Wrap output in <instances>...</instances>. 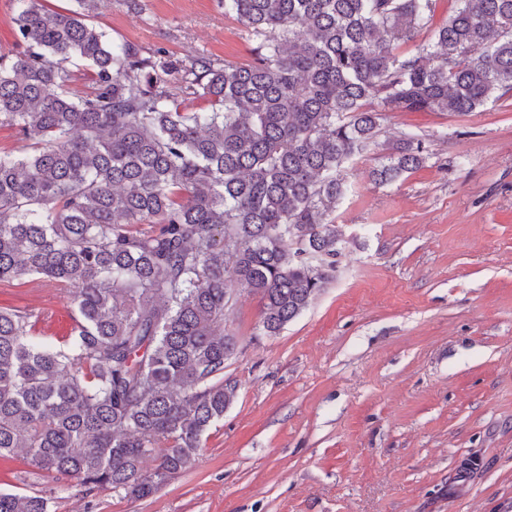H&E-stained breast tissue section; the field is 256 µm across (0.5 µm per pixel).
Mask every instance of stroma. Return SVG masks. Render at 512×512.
I'll return each instance as SVG.
<instances>
[{"instance_id": "35a3bbf8", "label": "stroma", "mask_w": 512, "mask_h": 512, "mask_svg": "<svg viewBox=\"0 0 512 512\" xmlns=\"http://www.w3.org/2000/svg\"><path fill=\"white\" fill-rule=\"evenodd\" d=\"M115 42L180 58L254 59L222 0H104L92 19ZM347 164L332 218L336 277L275 336L259 296L237 289L224 330L237 397L195 467L156 495H83L72 482L19 479L51 512H512V93L469 115L389 112ZM409 133L425 164L392 184L371 171ZM0 307L35 310L37 333L72 325L60 288L0 282Z\"/></svg>"}]
</instances>
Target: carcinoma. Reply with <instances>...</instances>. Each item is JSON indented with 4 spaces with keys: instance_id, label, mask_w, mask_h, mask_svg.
<instances>
[{
    "instance_id": "carcinoma-1",
    "label": "carcinoma",
    "mask_w": 512,
    "mask_h": 512,
    "mask_svg": "<svg viewBox=\"0 0 512 512\" xmlns=\"http://www.w3.org/2000/svg\"><path fill=\"white\" fill-rule=\"evenodd\" d=\"M15 2L24 49L0 55V125L27 151L0 152V281L45 279L74 315L57 346L35 311L0 309V457L149 497L236 399L232 288L260 297L267 336L310 305L341 254L326 217L342 168L382 113L461 116L512 92V0H458L405 53L433 0H224L257 40L241 66L115 44L89 22L102 0ZM426 159L405 135L372 175L393 183ZM50 503L0 492V512Z\"/></svg>"
}]
</instances>
